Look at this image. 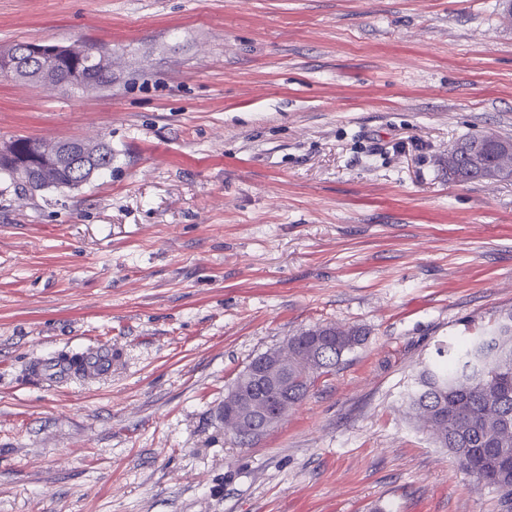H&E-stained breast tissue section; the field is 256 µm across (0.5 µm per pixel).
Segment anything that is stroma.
<instances>
[{
	"label": "stroma",
	"mask_w": 512,
	"mask_h": 512,
	"mask_svg": "<svg viewBox=\"0 0 512 512\" xmlns=\"http://www.w3.org/2000/svg\"><path fill=\"white\" fill-rule=\"evenodd\" d=\"M501 2L0 0V49L112 53L96 89L0 77V141L112 147L75 189L0 181V512H507L403 406L512 312V179L446 165L512 137ZM321 323L366 340L236 444L228 388ZM512 139L494 133L469 135L448 149V177L455 182L512 178ZM467 150V154L465 152ZM99 353L100 355L90 353L81 355L84 358L78 364H72L69 361L34 363L32 370L36 373V376H42L46 380L57 384L67 383L76 375L95 377L109 369L112 363V353L104 354L108 353L107 349H100ZM106 355H108L106 360H102Z\"/></svg>",
	"instance_id": "stroma-1"
}]
</instances>
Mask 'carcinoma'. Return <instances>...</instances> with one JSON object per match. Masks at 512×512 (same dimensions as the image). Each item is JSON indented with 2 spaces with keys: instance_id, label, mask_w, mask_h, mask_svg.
Wrapping results in <instances>:
<instances>
[{
  "instance_id": "cac0c4a2",
  "label": "carcinoma",
  "mask_w": 512,
  "mask_h": 512,
  "mask_svg": "<svg viewBox=\"0 0 512 512\" xmlns=\"http://www.w3.org/2000/svg\"><path fill=\"white\" fill-rule=\"evenodd\" d=\"M55 70L81 68L98 87L112 82L93 61L59 59ZM512 139L494 133L469 135L448 148V178L455 182L501 181L512 178ZM359 328L316 325L288 337V388L269 395L255 386L262 408L286 413L308 395L311 374L331 372L343 355L363 344ZM440 360L422 365L406 393L409 418L455 459L461 470L481 469L484 484L512 502V313L497 320L470 341L437 351ZM266 432L254 418L249 431L234 436L249 444Z\"/></svg>"
}]
</instances>
